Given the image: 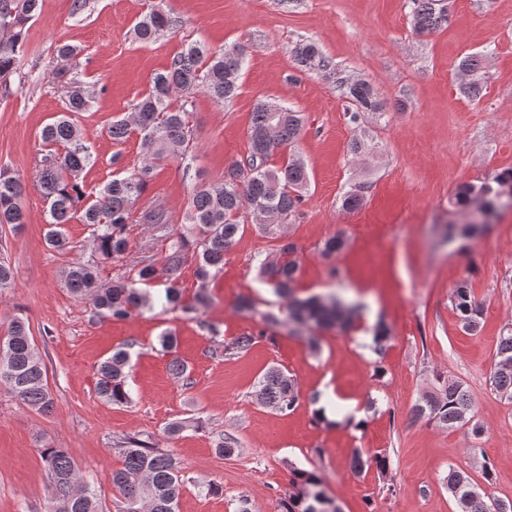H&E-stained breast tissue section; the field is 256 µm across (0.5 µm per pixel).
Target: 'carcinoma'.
<instances>
[{"mask_svg": "<svg viewBox=\"0 0 512 512\" xmlns=\"http://www.w3.org/2000/svg\"><path fill=\"white\" fill-rule=\"evenodd\" d=\"M443 0H411L414 27L430 32L448 24ZM40 9V0H0V81L7 80L21 63L22 46L27 24ZM175 20L164 10L150 8L136 23V39L153 42L173 29ZM295 60L308 71H325L329 61L313 41H303L292 49ZM79 54L68 43L56 47L57 71L64 76L72 60ZM246 63L241 46L211 50L204 45H189L172 57L168 66L157 73L148 93L135 104L131 118L112 122L108 135L114 142L129 137L132 129L139 130L143 145L152 161L125 176H115L98 191L94 200L84 191L82 174L96 164L97 158L85 141L76 117L90 111L97 98L82 82L70 79L63 86L65 113L46 125L41 139L47 145H62L65 152L49 153L41 160L38 181L46 203L48 228L46 244L57 251L73 249L65 226L75 214L91 229L92 254L87 260L69 265L63 283L74 296L92 300L96 316L101 319H125L134 312L151 310L154 297L150 287L164 286L165 303L190 315L209 302L203 287L186 301L179 288L183 265L192 254L197 260L196 276L207 284L224 267L226 254L242 235L245 225L240 218L250 211L263 218L261 228L272 231L288 223L301 206L308 188V171L303 157L293 151L279 167L269 165L270 157L280 149L298 142L303 119L291 106L261 101L252 111L249 126L250 154L246 159L229 166L220 182L196 187L186 223L168 229L169 221L160 212L148 211L143 219L157 224L168 239V254L157 266L142 260L134 269L135 277L107 283L100 282V265L123 259L129 248L128 219L133 207L143 198L154 177L156 163L170 158H185L193 130L187 105L199 91L218 102H229L237 94L238 80ZM483 55L475 53L462 59L458 70L467 77L462 90L467 97L480 98L483 82ZM342 96L352 106V120L362 115L383 116L380 94L366 80H337ZM181 96L180 104L172 97ZM368 190L367 183L352 185L341 197V209L360 207ZM512 195V169L493 174L480 183L457 186L450 204L463 217V225H448L452 238H471L487 223L503 193ZM25 185L16 175L0 168V226L17 231L27 223L23 204ZM261 270L275 292L286 300L285 315L271 311L258 312L250 298L239 301V310L259 314L263 329L259 335L286 327L289 332L306 340L310 350L319 351L314 333L320 330L349 332L363 305L345 301L334 295L300 298L294 288L300 264L297 246L286 242L270 260L261 263ZM452 310L461 330L466 334L478 332L482 326L484 308L476 300L467 282L456 285L450 293ZM256 336L237 337L224 346V355L233 356L248 350ZM390 330L383 323L373 328L370 348L384 357ZM130 352L119 347L99 363L96 392L114 405L131 400L128 388ZM490 385L500 397L512 401V327L498 336L495 364L489 377ZM4 390L20 404L48 414L54 409V397L46 382V367L29 329L19 317L8 324L7 333L0 339V391ZM256 399L279 413L295 409L301 391L293 376L277 366L268 367L254 384ZM413 418L441 428H471L472 399L460 381H448L440 388L423 394L411 410ZM122 467L111 473L112 490L119 495L121 512H175L182 486L185 483L180 462L170 453L162 452L149 442L128 437L119 448ZM41 459L48 479L52 512H99V502L90 485L80 484L71 453L66 448H43ZM382 472L388 469L386 453L366 456L354 452L351 469L363 473L371 466ZM292 491L280 498V512H338L335 501L320 489L321 479L306 469L292 471ZM448 493L456 512H489L491 504L504 502L479 488L465 470L448 466L445 477Z\"/></svg>", "mask_w": 512, "mask_h": 512, "instance_id": "obj_1", "label": "carcinoma"}]
</instances>
